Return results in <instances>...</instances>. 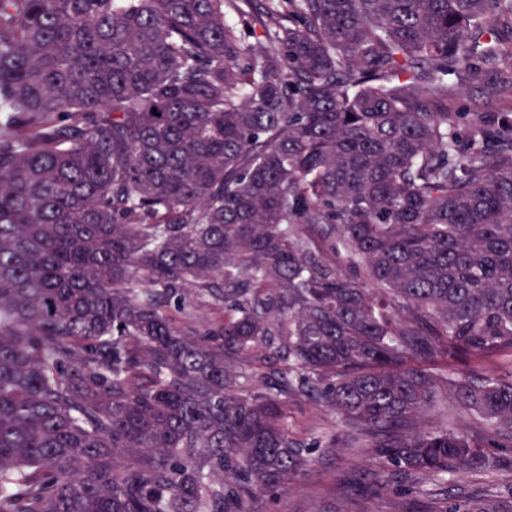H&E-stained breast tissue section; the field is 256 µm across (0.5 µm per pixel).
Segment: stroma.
<instances>
[{"label": "stroma", "instance_id": "stroma-1", "mask_svg": "<svg viewBox=\"0 0 512 512\" xmlns=\"http://www.w3.org/2000/svg\"><path fill=\"white\" fill-rule=\"evenodd\" d=\"M288 431L301 441L332 435L336 447L313 452L308 474L289 486L281 512H392L396 507L410 512L420 502L417 491L404 484H393L379 496L356 484L354 477L368 463V453L347 448L343 422L326 409L305 400L290 403Z\"/></svg>", "mask_w": 512, "mask_h": 512}]
</instances>
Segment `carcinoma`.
Wrapping results in <instances>:
<instances>
[{
    "label": "carcinoma",
    "mask_w": 512,
    "mask_h": 512,
    "mask_svg": "<svg viewBox=\"0 0 512 512\" xmlns=\"http://www.w3.org/2000/svg\"><path fill=\"white\" fill-rule=\"evenodd\" d=\"M504 352L512 0H0V512H261L300 399L512 512L441 485L506 467ZM480 365L485 374L494 375L506 381L512 379V356L508 352L484 360ZM448 422H451L456 429L481 436L487 431V427L480 419L466 411L455 408L450 400H448Z\"/></svg>",
    "instance_id": "obj_1"
}]
</instances>
